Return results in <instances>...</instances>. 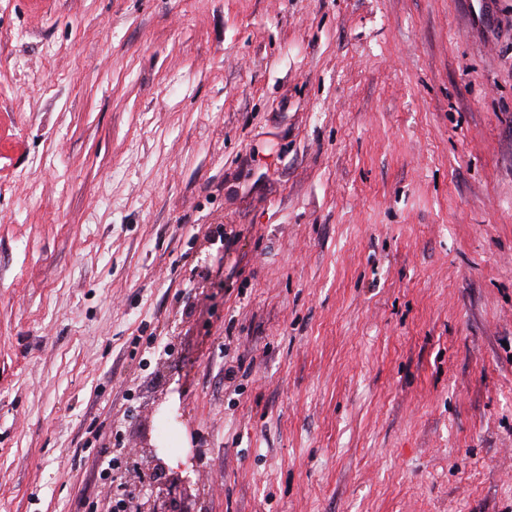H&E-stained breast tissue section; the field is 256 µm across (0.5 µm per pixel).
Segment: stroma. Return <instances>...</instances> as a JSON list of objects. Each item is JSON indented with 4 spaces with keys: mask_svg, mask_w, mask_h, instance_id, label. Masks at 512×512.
Instances as JSON below:
<instances>
[{
    "mask_svg": "<svg viewBox=\"0 0 512 512\" xmlns=\"http://www.w3.org/2000/svg\"><path fill=\"white\" fill-rule=\"evenodd\" d=\"M174 423L161 512H512V0H0V512Z\"/></svg>",
    "mask_w": 512,
    "mask_h": 512,
    "instance_id": "35a3bbf8",
    "label": "stroma"
}]
</instances>
